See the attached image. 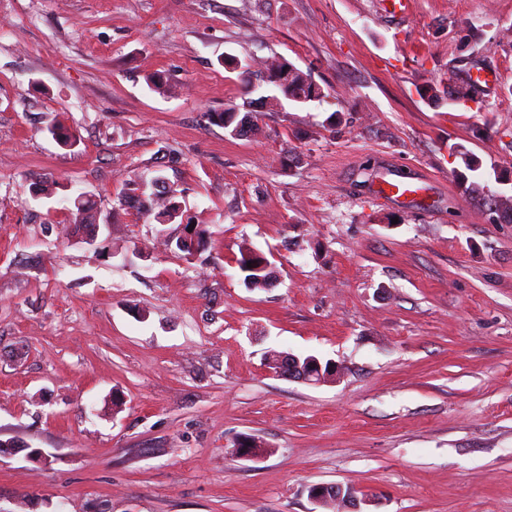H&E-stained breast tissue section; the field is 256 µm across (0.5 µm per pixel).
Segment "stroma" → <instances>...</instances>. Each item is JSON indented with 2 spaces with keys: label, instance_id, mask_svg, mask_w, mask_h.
Instances as JSON below:
<instances>
[{
  "label": "stroma",
  "instance_id": "1",
  "mask_svg": "<svg viewBox=\"0 0 512 512\" xmlns=\"http://www.w3.org/2000/svg\"><path fill=\"white\" fill-rule=\"evenodd\" d=\"M229 58L325 97L272 103ZM481 70L476 100L422 95ZM243 106L247 136L209 119ZM466 153L512 195V0H0V512H322L314 484L359 512H512V224L463 196ZM386 171L429 206L378 198ZM158 175L204 231L192 259L163 245L182 225L117 208ZM270 350L338 377L274 376ZM244 437L265 453L234 457ZM263 68L267 70L270 77H273L274 72L279 73L281 80L279 84L288 88V94L292 98H288L290 100L308 103L319 101L324 95L321 88L311 80L309 74L299 70L286 60L273 61L269 67ZM71 207L68 210L73 215L76 224H86V226L93 224L96 215V203L91 196L83 193L70 201ZM247 262H251V267H247ZM237 263L243 274V283L247 288L255 289L266 286L271 274V262L264 254L255 251L242 252ZM350 487H345L346 491H349ZM310 498L318 506H321L326 499L330 497L337 499L342 502L343 508H350L355 505V499L353 493H349L343 497V487L339 484H316L310 488Z\"/></svg>",
  "mask_w": 512,
  "mask_h": 512
}]
</instances>
